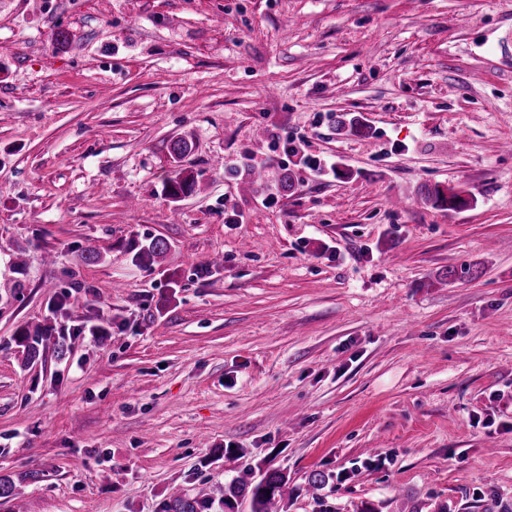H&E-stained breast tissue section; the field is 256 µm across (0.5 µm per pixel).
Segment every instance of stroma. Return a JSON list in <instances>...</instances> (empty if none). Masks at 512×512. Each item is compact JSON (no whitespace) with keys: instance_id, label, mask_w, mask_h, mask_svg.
Wrapping results in <instances>:
<instances>
[{"instance_id":"35a3bbf8","label":"stroma","mask_w":512,"mask_h":512,"mask_svg":"<svg viewBox=\"0 0 512 512\" xmlns=\"http://www.w3.org/2000/svg\"><path fill=\"white\" fill-rule=\"evenodd\" d=\"M506 140L512 0H0V476L25 512H162L250 468L286 475L279 512H503ZM148 235L152 269L127 255ZM47 320L69 351L25 365ZM194 184L191 175H184L181 170H177L166 187L167 196L171 201L179 202L192 192ZM464 192H445L439 186H425L424 197L426 201L432 202L436 207H442L448 210H458L467 207L470 204L469 199ZM169 249V243L161 237H148L143 241L130 244L128 254L131 262L141 266H152L158 259L163 258ZM53 328L47 324H38L31 329L24 327L20 329L14 340L19 347H22L25 363L27 365L37 361L42 350L51 339Z\"/></svg>"}]
</instances>
